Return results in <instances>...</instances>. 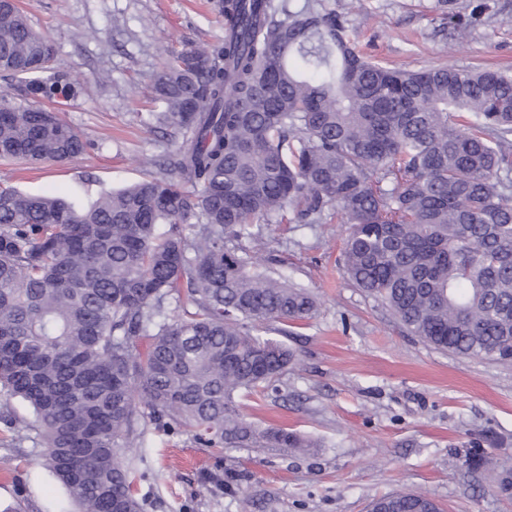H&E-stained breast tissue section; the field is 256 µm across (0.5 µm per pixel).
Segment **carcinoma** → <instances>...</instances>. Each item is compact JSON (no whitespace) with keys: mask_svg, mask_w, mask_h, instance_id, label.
<instances>
[{"mask_svg":"<svg viewBox=\"0 0 512 512\" xmlns=\"http://www.w3.org/2000/svg\"><path fill=\"white\" fill-rule=\"evenodd\" d=\"M224 40L165 50L154 89L164 172L87 206L0 187V392L31 409L80 512H141L131 461L147 422L210 447L310 448L237 398L295 359L259 330L316 312L247 249L255 221L348 225L350 280L435 348L512 362V75L388 68L346 7L216 0ZM49 43L0 0V72L44 73ZM51 99L61 80H31ZM87 143L0 88V157L64 163ZM183 315L166 312L170 301ZM380 512H435L398 492Z\"/></svg>","mask_w":512,"mask_h":512,"instance_id":"obj_1","label":"carcinoma"}]
</instances>
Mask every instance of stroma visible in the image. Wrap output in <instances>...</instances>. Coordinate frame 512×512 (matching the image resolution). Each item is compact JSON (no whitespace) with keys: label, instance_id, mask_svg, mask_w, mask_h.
I'll return each instance as SVG.
<instances>
[{"label":"stroma","instance_id":"obj_1","mask_svg":"<svg viewBox=\"0 0 512 512\" xmlns=\"http://www.w3.org/2000/svg\"><path fill=\"white\" fill-rule=\"evenodd\" d=\"M480 24H441L436 0H345L360 48L420 69H512V0H487ZM55 47L65 95L50 101L28 77L0 74L17 102L43 105L88 143L64 164L0 160V187L82 200L133 185L144 158L163 156L152 119L165 46L220 41L210 0H19ZM273 275L316 297L315 317L287 339L298 363L279 392L245 395L238 410L264 427L308 436L314 448H209L192 433L148 423L134 462L144 512H368L373 499L417 491L442 512H512V364L443 352L411 335L340 261L346 227H252ZM19 399L0 396V512H71L64 487L39 460L44 447Z\"/></svg>","mask_w":512,"mask_h":512}]
</instances>
